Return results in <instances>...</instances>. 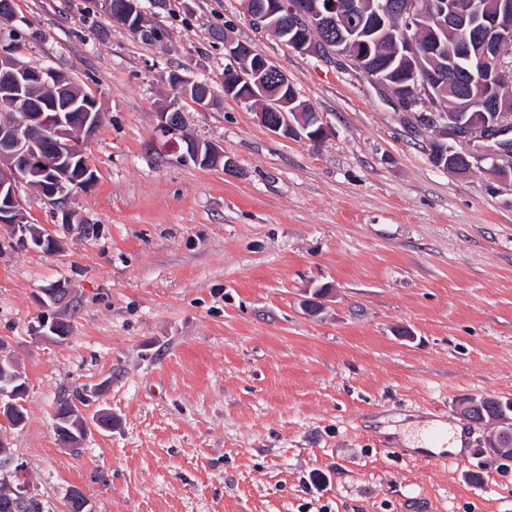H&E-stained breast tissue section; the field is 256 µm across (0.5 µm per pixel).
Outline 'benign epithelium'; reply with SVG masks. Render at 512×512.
Wrapping results in <instances>:
<instances>
[{
  "mask_svg": "<svg viewBox=\"0 0 512 512\" xmlns=\"http://www.w3.org/2000/svg\"><path fill=\"white\" fill-rule=\"evenodd\" d=\"M251 20L265 28L281 27L289 35L290 47L303 54L321 56L324 50L348 62L362 74H370L375 63L370 55L352 48L355 43L369 45L368 37L389 27V19L397 18L396 35L393 37L395 54L404 69L400 76H408L409 83L399 85V92L391 95L396 109L408 112L423 105L408 99V88L416 87L420 95L431 96V88L438 81L454 78V73H442L435 68L437 57L443 50L441 35L454 30L459 35L463 52L473 61L466 72L472 84L482 87L512 86V63L507 62L506 47L512 44V0H380L372 13L351 16L347 28L352 35L336 39V46L326 48L318 37L320 32L332 33L336 29L337 0H264L258 8L248 10ZM430 20L433 29L427 40H422ZM12 32L0 30V79L5 81L6 97L14 88H30L31 84L48 88L53 100L43 103L37 112H26L23 118L5 116L0 119V226L7 229L25 248L54 255L59 250L58 241L37 224L30 223L22 206L18 187L27 184L37 188L45 197L62 204L71 195L70 166L79 160L85 173L92 172L89 160L77 156V141L70 128L67 111L78 104V97L70 87L58 80L54 72L35 71L19 62L12 50ZM225 67L224 96L246 106L256 101L261 105L273 104L278 114L258 113L260 122L272 133L289 139L319 142L328 135V127L319 125L315 134L307 132L303 106L299 96L288 89L290 81L285 72L268 56L256 53L246 43L224 36ZM432 126L442 133V138L452 144L449 152L473 160L487 161L501 171L512 166V102L493 92L483 95L479 102L468 108L469 118L462 122L449 119L446 109L431 103ZM157 131L165 144L180 159L194 158L200 167L224 164V169L234 163L224 159V152L217 146L190 139L184 134V115L175 111V105L166 106L157 113ZM39 299L43 305L58 310L71 308L72 291L63 284L43 291ZM68 321L57 315L43 319L32 327L33 335L58 343L67 338ZM0 373L19 377L20 367L0 340ZM11 403L0 399V486L7 496L0 499L3 512H26L30 495L23 493L18 482L23 464L11 452L7 434L24 422H13L5 416ZM55 421L69 427L65 446L72 450L79 447L91 427V418L83 411L78 400L73 399L55 410ZM491 452H512V428L498 430L487 440Z\"/></svg>",
  "mask_w": 512,
  "mask_h": 512,
  "instance_id": "obj_1",
  "label": "benign epithelium"
}]
</instances>
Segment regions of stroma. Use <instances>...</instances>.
I'll list each match as a JSON object with an SVG mask.
<instances>
[{"label":"stroma","mask_w":512,"mask_h":512,"mask_svg":"<svg viewBox=\"0 0 512 512\" xmlns=\"http://www.w3.org/2000/svg\"><path fill=\"white\" fill-rule=\"evenodd\" d=\"M147 43L105 0H13L21 58L52 67L104 114L84 150L91 187L59 206L28 185L55 255L0 228V340L27 382L11 436L28 490L65 512H512V460H491L471 396L512 397V191L486 163L429 157L384 94L335 60L296 52L244 0H139ZM287 74L329 128L287 139L224 96V37ZM222 101L183 104L191 137L234 164L180 161L156 131L167 75ZM77 221H61L62 209ZM72 289L69 338L33 336L42 289ZM98 388L111 431L80 451L58 400ZM461 431L428 459L426 428ZM178 76H179V80H180V85L183 88H187V87H189V85L196 83L198 81V83L194 84V86H192L189 90V96H190V99L192 100V101L191 100L190 101L193 104H195L196 106H198L201 109H207V108L213 106L212 101H209V100H211L212 98L216 99V97L214 94L213 87L206 80H204V79L195 80L192 77L187 76L186 74H183V73H179ZM204 97H208L209 102L207 101V98H204ZM197 99L198 100L203 99V100L193 102L194 100H197Z\"/></svg>","instance_id":"stroma-1"}]
</instances>
